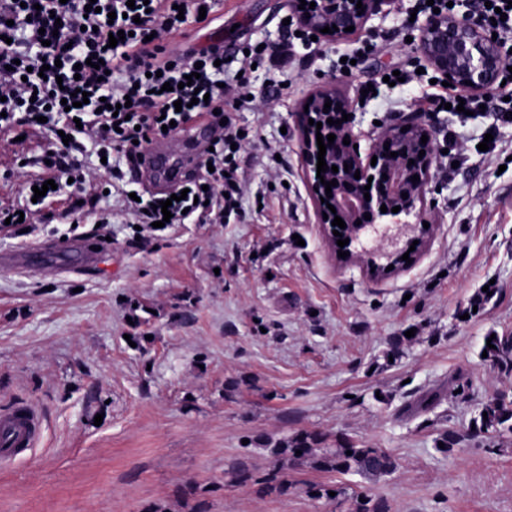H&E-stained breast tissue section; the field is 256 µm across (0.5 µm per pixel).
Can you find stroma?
<instances>
[{
	"label": "stroma",
	"instance_id": "35a3bbf8",
	"mask_svg": "<svg viewBox=\"0 0 512 512\" xmlns=\"http://www.w3.org/2000/svg\"><path fill=\"white\" fill-rule=\"evenodd\" d=\"M409 5L393 0L364 33L322 40L315 56L298 42L282 63L257 61L252 85L279 95L236 116L246 187L223 223L140 234L116 196L80 199L67 187L46 206L57 220L0 229V257L59 243L70 233L61 215L78 201L79 234L111 240L89 266H0V409L28 402L46 419L39 447L0 469V512H189L198 501L207 512H351L363 494L390 512H512V434L493 447L477 437L447 454L436 448L467 432L483 403L512 394V377L482 356L488 333L512 331V124L491 112L433 115L439 154L420 205L433 231L411 264L379 279L326 241L300 155L295 114L307 97L331 83L357 100L365 83L419 56L418 43L397 37ZM294 15L290 0H213L205 22L165 42L174 51L223 45L230 76L242 46L278 50ZM376 34L359 69L340 76L338 56ZM429 91L381 86L357 110L355 132L372 135ZM490 129L497 149L484 155ZM45 142L37 134L18 144L0 129V206L25 203L21 162ZM450 148L465 155L453 171ZM104 210L112 221L102 225ZM488 284L495 297L470 313ZM409 330L412 341L389 360L391 341ZM452 376L462 393L401 416ZM305 431L328 448L386 449L398 468L368 480L294 465L288 494L260 493L257 478L274 466L266 444ZM240 468L253 481L237 482ZM309 482L342 493L317 501Z\"/></svg>",
	"mask_w": 512,
	"mask_h": 512
}]
</instances>
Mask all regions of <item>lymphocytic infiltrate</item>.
Listing matches in <instances>:
<instances>
[{
	"instance_id": "1",
	"label": "lymphocytic infiltrate",
	"mask_w": 512,
	"mask_h": 512,
	"mask_svg": "<svg viewBox=\"0 0 512 512\" xmlns=\"http://www.w3.org/2000/svg\"><path fill=\"white\" fill-rule=\"evenodd\" d=\"M97 11H89V2ZM0 0V125L19 135L51 131L44 152L33 157L39 168L34 178H24V189L71 181L78 192L94 189L78 159L86 143H94L98 156H110L113 147L126 150L127 165H134L146 145L162 135L184 132L198 116L209 117L218 133L205 152L200 173L184 181L188 194L173 202L176 224H220L224 212L237 202L241 188L240 167L232 160V144L242 138L233 121L235 110L254 106L244 88L224 85L219 61L224 49L189 48L170 55L160 33L181 31L184 21L198 20L208 0ZM419 14L446 9L448 15L467 11L480 27L495 34L496 43L512 63V0H415ZM507 18L494 22L496 9ZM126 31L124 41L109 47V37ZM103 60L102 68L91 60ZM199 72V79L184 85L185 75ZM88 94V104L65 108L64 99L75 90ZM206 101H195L196 93ZM182 108H175V101ZM464 105L474 111L486 107L497 118L512 114V100L502 94L476 95L451 85L425 97L421 112H440L445 105ZM171 128H163V121Z\"/></svg>"
}]
</instances>
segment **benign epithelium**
<instances>
[{
	"instance_id": "7a95c632",
	"label": "benign epithelium",
	"mask_w": 512,
	"mask_h": 512,
	"mask_svg": "<svg viewBox=\"0 0 512 512\" xmlns=\"http://www.w3.org/2000/svg\"><path fill=\"white\" fill-rule=\"evenodd\" d=\"M316 2L314 8H299L301 0H292L295 12L301 23L314 34L327 39L340 40L350 36L345 31L348 26L354 27V32L365 29L370 18L382 10V5L388 0H361L364 12H358L356 3L352 0H307ZM336 26L333 33H322L320 29L326 26ZM420 51L426 62L443 77L456 86L474 93H487L495 87L499 75L504 68V59L492 37L484 33L471 20L450 17L446 14L431 17L423 26L420 40ZM331 102L330 111L348 114L350 118L344 124L336 126L334 143L326 145L324 159L327 170L321 173L323 179H315L312 193L317 203L318 215L326 214L328 219L320 220L327 226L332 241L349 240L342 251H350L351 245H361L356 255L366 269H374L372 275L386 276V268L402 263V254L398 249L391 251L384 247H368L361 244L364 234L386 235L385 226L403 225L407 231L425 236L429 230L423 224H410L401 220L416 210L417 204L423 201L427 186L433 177V166L436 157V145L429 123L421 113L412 111L403 113L388 124L371 139L369 156L377 157L376 164L363 162L361 149L354 148L360 143V138L354 133L352 114L354 104L350 100L336 94L332 87H325L309 98L308 112H300L298 120L300 154L304 165L312 171H317L316 123L323 121L325 102ZM314 124H309V120ZM427 136L426 143H421V137ZM350 139V144H343L344 138ZM389 147H384V143ZM415 149L412 157L414 164H409L407 156L410 149ZM425 155H419V151ZM397 156L392 157L390 153ZM338 167V172H332V166ZM360 178H355V173ZM419 180L412 181V176ZM337 180L338 185L331 187L332 197H326V188L322 181ZM370 186L364 190V186ZM369 193L370 199H365L364 193ZM408 198H402V194ZM333 205L336 212H331L328 205ZM386 206L387 212H381V206ZM398 206L400 210L392 212ZM370 214L367 220L364 214ZM340 217L346 228L338 229L341 236L333 235L334 217Z\"/></svg>"
}]
</instances>
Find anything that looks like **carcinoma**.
I'll use <instances>...</instances> for the list:
<instances>
[{"instance_id": "1", "label": "carcinoma", "mask_w": 512, "mask_h": 512, "mask_svg": "<svg viewBox=\"0 0 512 512\" xmlns=\"http://www.w3.org/2000/svg\"><path fill=\"white\" fill-rule=\"evenodd\" d=\"M487 352V360L504 376H512V333L495 336L491 346H483ZM445 391L437 389L429 391L404 407L406 412H426L437 405ZM475 428L471 436L480 435L494 438L505 432L512 433V397L504 394L496 396L484 404L473 418ZM323 441V435L314 432H301L279 442L269 449L271 456L279 463H306L312 468L328 472L358 473L370 477H383L397 468L395 458L385 449L369 444H355L346 441L334 448H326L315 453V446ZM302 451L296 455V451ZM352 454H347V451ZM259 492L263 494H285L288 492V478L283 468L278 467L267 473L260 481ZM355 512H389L388 504L382 499L368 498L355 500Z\"/></svg>"}]
</instances>
